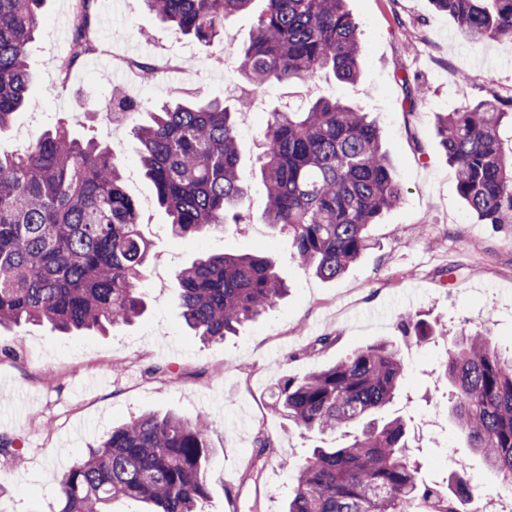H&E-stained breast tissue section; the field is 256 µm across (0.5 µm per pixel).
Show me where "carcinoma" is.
Wrapping results in <instances>:
<instances>
[{"instance_id":"cac0c4a2","label":"carcinoma","mask_w":512,"mask_h":512,"mask_svg":"<svg viewBox=\"0 0 512 512\" xmlns=\"http://www.w3.org/2000/svg\"><path fill=\"white\" fill-rule=\"evenodd\" d=\"M45 0H0V133L17 111L35 107L29 57ZM81 0L71 31L78 52L67 71L96 51L94 5ZM183 35L209 45L255 0H142ZM247 43L233 50L251 91L269 83L308 86L323 72L354 84L362 69L358 25L345 0H263ZM468 40L512 41V0H432ZM512 98L467 105L437 118L439 145L456 170L457 189L479 224H512ZM139 161L153 183L171 233L180 238L241 217L246 188L235 113L197 95L176 98L132 127ZM257 158L266 188V223L288 235L296 262L332 280L371 246L368 227L403 198L382 129L336 97L303 111L269 113ZM151 242L126 193L119 162L94 139L58 122L22 151L0 154V325L46 323L61 333L128 324L144 311L140 283ZM185 324L205 340L238 332L286 293L262 255L220 254L176 273ZM405 367L380 342L309 375L288 377L272 408L296 427L352 438L317 447L295 467L287 512H459L463 483L443 493L418 479L399 418L372 415L395 398ZM445 374L451 413L467 442L512 483V356L479 331L448 343ZM210 426L146 414L112 428L59 481L57 512H112L137 500L149 512H200L212 463Z\"/></svg>"}]
</instances>
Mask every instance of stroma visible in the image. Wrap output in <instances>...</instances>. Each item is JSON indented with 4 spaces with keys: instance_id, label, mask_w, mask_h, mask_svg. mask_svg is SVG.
<instances>
[{
    "instance_id": "obj_1",
    "label": "stroma",
    "mask_w": 512,
    "mask_h": 512,
    "mask_svg": "<svg viewBox=\"0 0 512 512\" xmlns=\"http://www.w3.org/2000/svg\"><path fill=\"white\" fill-rule=\"evenodd\" d=\"M347 8L360 30V79L346 85L325 73L312 87L274 83L254 104L264 113L333 95L369 112L382 127L403 199L371 225V248L325 281L299 266L287 235L265 222L256 123L240 135L243 221L190 238L169 235L135 142L127 135L111 140L97 118L125 74L101 72L91 57L60 83L52 58L68 40L65 0H46L29 60L40 107L21 112L0 133V153L15 152L17 133L28 123L42 131L62 118L75 137L110 147L131 174L128 194L151 204L141 214V230L152 242L141 284L147 309L132 324L104 334L64 336L37 324L0 330V440L14 451L12 471L0 474V512H54L59 479L85 448L112 425L148 413L210 422L213 463L203 512H285L293 463L333 440L272 411L274 387L383 340L403 360L405 378L379 416L404 420L419 479L445 490L464 477L483 512H496L503 482L460 439L444 368L449 337L463 331L480 330L499 350L512 349V226L476 223L439 146L436 117L494 94L512 97V41L472 45L432 0H347ZM96 25L107 43L113 32L126 33L133 52L166 43L171 57L179 58L184 47L194 49L200 78L173 90L159 81L141 85L138 100L146 108L180 92L218 97L239 111L237 95L224 89L241 81L224 71V41L171 42L169 27L140 0H99ZM409 81L423 85L424 100L410 102ZM221 253L270 256L289 292L237 335L204 342L186 328L175 304V274L196 258ZM406 314L424 324L426 338L403 333ZM324 336L331 344L320 345Z\"/></svg>"
}]
</instances>
